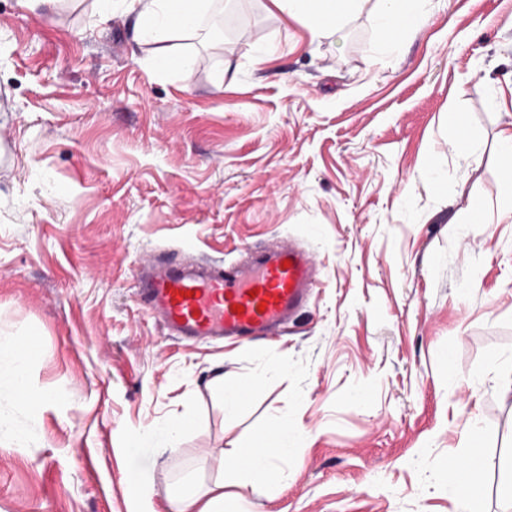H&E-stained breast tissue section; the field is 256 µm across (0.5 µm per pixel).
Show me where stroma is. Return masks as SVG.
<instances>
[{
  "label": "stroma",
  "instance_id": "obj_1",
  "mask_svg": "<svg viewBox=\"0 0 512 512\" xmlns=\"http://www.w3.org/2000/svg\"><path fill=\"white\" fill-rule=\"evenodd\" d=\"M111 7L0 0V337L31 348L29 400L0 420V512H171L170 484L212 486L283 414L303 435L280 481L225 480L224 512H461L444 473L471 448L485 512H512V0H425L394 55L367 8L312 45L270 0H226L234 35L186 39V79L153 71ZM289 237L321 280L278 341L179 343L135 302L151 254L241 261ZM174 417L177 451L140 441Z\"/></svg>",
  "mask_w": 512,
  "mask_h": 512
}]
</instances>
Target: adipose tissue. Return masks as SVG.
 Returning <instances> with one entry per match:
<instances>
[{
    "instance_id": "adipose-tissue-1",
    "label": "adipose tissue",
    "mask_w": 512,
    "mask_h": 512,
    "mask_svg": "<svg viewBox=\"0 0 512 512\" xmlns=\"http://www.w3.org/2000/svg\"><path fill=\"white\" fill-rule=\"evenodd\" d=\"M214 0H126L128 9L137 16V36L153 47L151 63L163 72L190 73L195 60L181 46L185 36L207 30ZM289 18L302 21L310 41L339 39L348 20L364 5H371L372 15L381 33L384 48L396 49L400 40L394 37V27L404 33L418 32L424 23L411 0H270ZM28 350L22 340L0 339V380L6 382L11 395L26 400L30 383L26 370ZM448 492L459 499L465 512H479L484 496L485 465L483 455L449 465ZM167 498L173 512H186L197 505V512H224V484L200 490L187 482L169 486Z\"/></svg>"
}]
</instances>
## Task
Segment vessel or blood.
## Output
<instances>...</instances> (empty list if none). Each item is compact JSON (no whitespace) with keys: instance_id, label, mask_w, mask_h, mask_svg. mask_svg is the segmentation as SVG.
Returning a JSON list of instances; mask_svg holds the SVG:
<instances>
[{"instance_id":"obj_1","label":"vessel or blood","mask_w":512,"mask_h":512,"mask_svg":"<svg viewBox=\"0 0 512 512\" xmlns=\"http://www.w3.org/2000/svg\"><path fill=\"white\" fill-rule=\"evenodd\" d=\"M132 279L139 306L173 340L245 342L286 334L308 308L319 270L313 254L291 239L243 264L154 258Z\"/></svg>"}]
</instances>
